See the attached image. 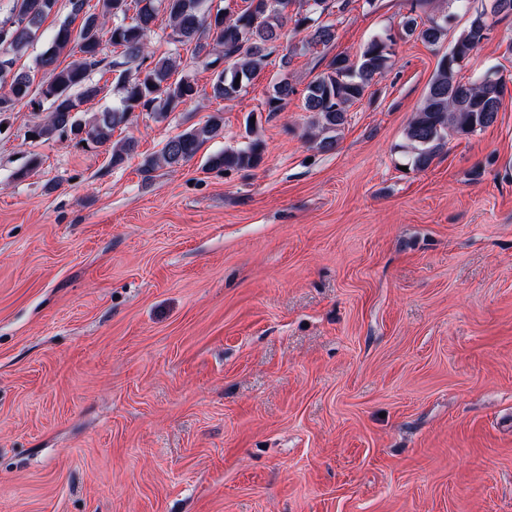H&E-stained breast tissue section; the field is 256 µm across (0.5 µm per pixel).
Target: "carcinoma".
<instances>
[{
    "mask_svg": "<svg viewBox=\"0 0 512 512\" xmlns=\"http://www.w3.org/2000/svg\"><path fill=\"white\" fill-rule=\"evenodd\" d=\"M100 10L84 11L87 0H69L71 14L83 15L79 30L63 22L56 29L51 45L42 53L40 66L45 80L39 88L40 101L49 102L47 118L33 126L29 133L36 139L72 136L95 144H111L112 166L122 165L135 151L136 142L124 139L112 142L117 127L137 111L153 114L163 120L197 95L195 84L172 75L182 65L180 54L153 59L149 39L157 15L156 3L164 4L171 22L170 38L180 45H194L191 58L212 70L211 95L215 99L233 100L268 65L278 42L286 36L285 27L293 22L294 32H305L304 47L327 46L335 38L334 25L300 11L288 13L293 0H243L244 7L229 16L219 9L203 8L205 0H99ZM56 0H14L13 17L0 23V44L9 53L0 55V116L14 111L16 105L30 98L31 79L14 69L15 57L22 54L36 38L43 19L52 11ZM351 0H313L310 7L319 14H343ZM135 11L132 22H126L129 10ZM440 9L430 0H409L403 16L401 32L370 39L356 55H336L326 71L306 87L304 109L313 114L304 136L319 140V146L330 149L336 131L346 122L350 108L362 100L366 90L392 66L396 38H413L435 46L448 33V21L435 19ZM486 19L483 13L470 15L468 25L457 35L448 54L433 74L422 106L416 111L405 131L414 167L430 166L445 146L449 134L471 135L495 122L487 117L485 106H503L506 85L497 78L488 83L480 78H459L462 63L481 42ZM122 49L124 70L117 77L120 85L118 104L85 117L80 107L96 99L104 87L90 80V72L105 62L103 43ZM78 49L79 57L66 66L58 61L69 45ZM290 59H280V76L273 83L265 100L267 111H281L294 95L295 88L288 75ZM224 131L223 118L212 115L203 124L188 129L164 144L156 156L147 160L145 171L173 168L194 158L206 142ZM262 158V146L251 140L237 149L209 156L206 165L212 170L253 168Z\"/></svg>",
    "mask_w": 512,
    "mask_h": 512,
    "instance_id": "obj_1",
    "label": "carcinoma"
}]
</instances>
